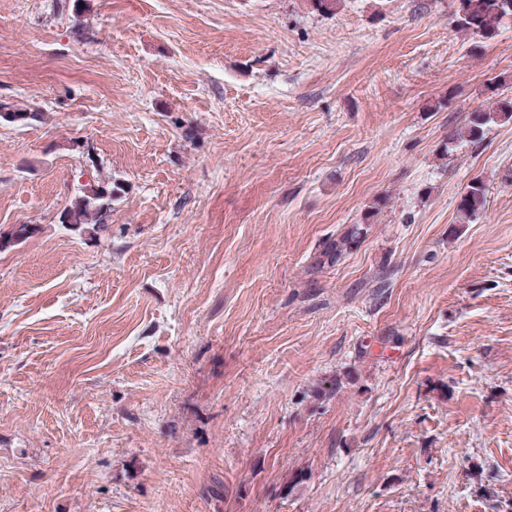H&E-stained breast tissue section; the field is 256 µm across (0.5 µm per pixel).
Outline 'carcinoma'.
<instances>
[{"mask_svg": "<svg viewBox=\"0 0 512 512\" xmlns=\"http://www.w3.org/2000/svg\"><path fill=\"white\" fill-rule=\"evenodd\" d=\"M454 24L458 31L483 39L494 38L504 18H512V0H455ZM512 122V96L499 98L488 110L473 112L469 119L448 135L446 150L456 147L458 142L479 144L491 124ZM122 192L118 182L100 181L85 188L75 196L60 215V223L68 230L92 233L106 228L105 218L112 209V201ZM486 187L483 181L474 179L460 197L457 210L463 224L474 222L485 210ZM37 231L34 224H16L0 233V251L15 246ZM362 228L352 225L340 238L327 243L320 253L319 262L339 261L348 246L359 241Z\"/></svg>", "mask_w": 512, "mask_h": 512, "instance_id": "1", "label": "carcinoma"}]
</instances>
